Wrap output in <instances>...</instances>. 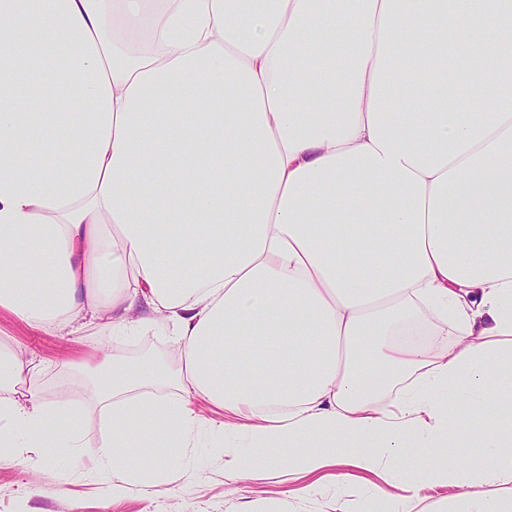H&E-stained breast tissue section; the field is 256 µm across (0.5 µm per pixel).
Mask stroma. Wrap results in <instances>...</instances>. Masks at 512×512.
<instances>
[{"mask_svg":"<svg viewBox=\"0 0 512 512\" xmlns=\"http://www.w3.org/2000/svg\"><path fill=\"white\" fill-rule=\"evenodd\" d=\"M1 338L19 341L27 357L40 363L36 382L56 401L70 400L74 380L86 377L85 372L60 367L64 354L92 355L106 347L133 352L147 343L162 353L168 348L165 328L159 323L123 339L109 338L105 329L93 323L78 335L63 336L18 322L5 312L0 313ZM76 412L85 422L81 448L27 460L0 453V512H245L250 506L256 512H333L332 485L301 496L297 482L289 480L284 467L260 477L245 474L230 479L224 472V448L220 445L180 465L166 494L157 495L140 486L113 494L110 474L94 461L102 404L88 394L79 400Z\"/></svg>","mask_w":512,"mask_h":512,"instance_id":"1","label":"stroma"}]
</instances>
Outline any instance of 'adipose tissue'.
Segmentation results:
<instances>
[{
	"label": "adipose tissue",
	"mask_w": 512,
	"mask_h": 512,
	"mask_svg": "<svg viewBox=\"0 0 512 512\" xmlns=\"http://www.w3.org/2000/svg\"><path fill=\"white\" fill-rule=\"evenodd\" d=\"M0 310L166 325L173 376L62 359L113 493L223 433L201 396L335 512H512V0H0ZM37 369L0 343V449L81 447Z\"/></svg>",
	"instance_id": "obj_1"
}]
</instances>
